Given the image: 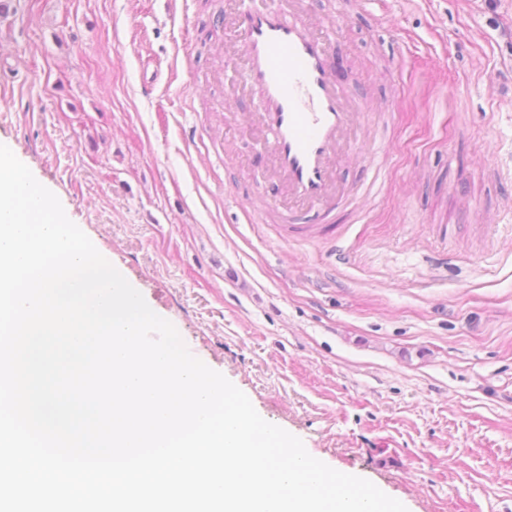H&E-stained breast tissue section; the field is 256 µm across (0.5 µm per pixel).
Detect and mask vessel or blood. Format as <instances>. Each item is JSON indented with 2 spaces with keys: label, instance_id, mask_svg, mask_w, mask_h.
Returning <instances> with one entry per match:
<instances>
[{
  "label": "vessel or blood",
  "instance_id": "b4317fda",
  "mask_svg": "<svg viewBox=\"0 0 512 512\" xmlns=\"http://www.w3.org/2000/svg\"><path fill=\"white\" fill-rule=\"evenodd\" d=\"M248 93L271 145V166L287 186L289 211L330 212L340 204L337 163L358 118L338 82L325 40L299 0H272L238 23Z\"/></svg>",
  "mask_w": 512,
  "mask_h": 512
}]
</instances>
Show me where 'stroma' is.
I'll use <instances>...</instances> for the list:
<instances>
[{
	"label": "stroma",
	"mask_w": 512,
	"mask_h": 512,
	"mask_svg": "<svg viewBox=\"0 0 512 512\" xmlns=\"http://www.w3.org/2000/svg\"><path fill=\"white\" fill-rule=\"evenodd\" d=\"M265 2L0 0V144L313 457L512 512V0H306L373 147L337 178L378 182L325 217L279 209L256 98L212 109Z\"/></svg>",
	"instance_id": "obj_1"
}]
</instances>
